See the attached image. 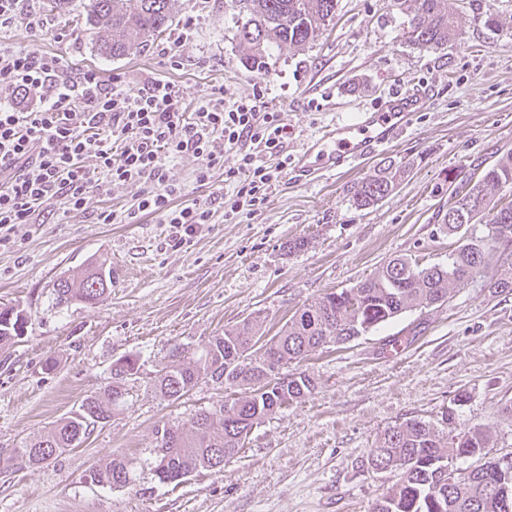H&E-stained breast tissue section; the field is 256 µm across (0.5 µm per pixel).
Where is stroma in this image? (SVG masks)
Segmentation results:
<instances>
[{
	"label": "stroma",
	"mask_w": 512,
	"mask_h": 512,
	"mask_svg": "<svg viewBox=\"0 0 512 512\" xmlns=\"http://www.w3.org/2000/svg\"><path fill=\"white\" fill-rule=\"evenodd\" d=\"M85 4L70 0L50 12L45 0H25V8L49 13L65 38L19 23L0 31V44L58 53L133 84L168 76L189 103L214 84L228 103L262 84L288 127L290 166L254 215L228 221L216 212L180 245L149 215L96 223L99 210L135 202L140 186L132 182L90 194L83 214L65 217L51 204L42 223L16 225L0 248V303L24 309L29 326L0 344V512H369L397 479L361 465L377 435L409 419L439 422L451 406L457 428L497 427L489 456L512 455V427L500 417L512 402V292L463 288L447 303L289 364L313 378L314 390L255 425L221 471L163 485L150 469L158 428L188 422L229 395L211 382L177 401L156 394L151 382L170 365L171 346L202 347L258 311L276 333L304 304L353 287L392 258L429 265L459 245L439 230L458 176H480L512 152V0H457L461 36L437 50L410 42L407 17L390 0H338L326 30L303 50L273 49L262 71L243 63L231 0H175L173 31L193 29L185 66L173 73L158 54L162 37L119 58L101 56ZM489 10L500 27L485 26ZM410 85L433 95L392 147L350 172L298 179L292 165L321 127L376 111L393 89ZM387 160L407 166L396 190L356 207L355 186ZM299 239L305 247L289 251ZM103 258L118 272L105 301L55 304L59 277ZM132 354L140 370L123 410L43 465L4 466ZM462 390L469 398L458 407ZM115 455L136 461L133 482L97 486L92 469Z\"/></svg>",
	"instance_id": "35a3bbf8"
}]
</instances>
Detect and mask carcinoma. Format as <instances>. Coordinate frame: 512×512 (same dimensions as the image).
I'll use <instances>...</instances> for the list:
<instances>
[{
    "label": "carcinoma",
    "mask_w": 512,
    "mask_h": 512,
    "mask_svg": "<svg viewBox=\"0 0 512 512\" xmlns=\"http://www.w3.org/2000/svg\"><path fill=\"white\" fill-rule=\"evenodd\" d=\"M406 6L410 40L423 49H438L458 38L455 0H394ZM237 9L236 38L245 65L262 70L272 47L299 50L314 40L336 14L337 0H233ZM87 22L104 36L99 50L123 56L150 39L165 34L175 21L174 0H88ZM403 163L389 162L356 187L353 202L368 208L389 196L405 172ZM512 190V152L501 156L475 183L456 188L448 208L465 201L474 213L466 242L448 253L442 263L421 266L395 258L351 288L330 292L295 311L269 337L277 362L301 361L321 347L348 343L396 317L444 303L459 288L512 290V280L498 278L494 269L512 258V201L500 193ZM112 284L111 268L100 261L79 279L61 278L54 285L58 305L80 301L97 304L109 295L100 287ZM266 318L256 312L224 329L201 349L189 352L179 345L169 351L172 364L153 381V390L178 400L218 369L228 358L235 367L214 383L235 390V397L198 411L187 423L158 431L152 472L161 484L178 481L202 470H219L224 458L243 447L252 427L280 410L300 402L314 387L303 373L288 374L287 384L264 392L261 366L266 353L256 346L266 335ZM28 316L20 307H0V342L24 334ZM138 359L127 356L112 364L111 381L86 398L79 411L63 417L43 434L14 449L6 463L35 467L78 446L90 429L107 421L126 403V382L138 373ZM442 426L410 419L388 427L375 439L362 464L378 462L407 472L372 505L370 512H512V463L498 465L487 457L492 434L483 427L454 431L455 410L442 414ZM479 458L471 470L460 463ZM458 471L448 481V468ZM92 481L110 489L133 479L132 463L114 456L95 469Z\"/></svg>",
    "instance_id": "carcinoma-1"
}]
</instances>
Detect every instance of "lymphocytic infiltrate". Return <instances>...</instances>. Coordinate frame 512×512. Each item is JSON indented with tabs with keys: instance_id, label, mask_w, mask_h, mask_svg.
<instances>
[{
	"instance_id": "obj_1",
	"label": "lymphocytic infiltrate",
	"mask_w": 512,
	"mask_h": 512,
	"mask_svg": "<svg viewBox=\"0 0 512 512\" xmlns=\"http://www.w3.org/2000/svg\"><path fill=\"white\" fill-rule=\"evenodd\" d=\"M287 139L259 84L230 104L220 86L189 104L167 79L133 86L91 68L70 71L54 55L0 46V247L15 225L39 223L47 201L76 215L90 193L109 194L116 182L140 184V194L123 211H100L98 223L130 224L151 215L184 241L216 209L231 221L256 212L278 168L288 165ZM228 147L239 151L230 168ZM186 154L199 161V186L223 171L222 192L200 200L171 178V164ZM268 156L278 158V168L265 165Z\"/></svg>"
}]
</instances>
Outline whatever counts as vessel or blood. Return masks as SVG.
<instances>
[{"label":"vessel or blood","instance_id":"1","mask_svg":"<svg viewBox=\"0 0 512 512\" xmlns=\"http://www.w3.org/2000/svg\"><path fill=\"white\" fill-rule=\"evenodd\" d=\"M424 104L421 94L401 88L389 95L380 111L361 112L352 120L336 119L306 145L297 173L304 178L320 170L345 173L364 164L391 146Z\"/></svg>","mask_w":512,"mask_h":512}]
</instances>
